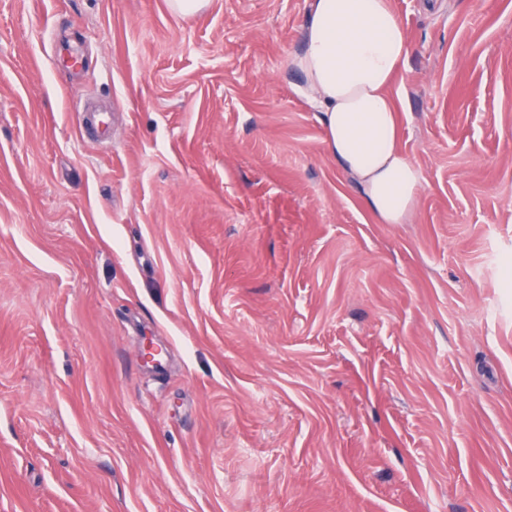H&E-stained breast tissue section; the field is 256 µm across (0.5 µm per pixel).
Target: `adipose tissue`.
Returning <instances> with one entry per match:
<instances>
[{
	"label": "adipose tissue",
	"mask_w": 512,
	"mask_h": 512,
	"mask_svg": "<svg viewBox=\"0 0 512 512\" xmlns=\"http://www.w3.org/2000/svg\"><path fill=\"white\" fill-rule=\"evenodd\" d=\"M408 56L391 0H312L301 53L289 64L322 112L326 144L381 222L405 223L422 189L401 150L390 88Z\"/></svg>",
	"instance_id": "ef3b65f1"
}]
</instances>
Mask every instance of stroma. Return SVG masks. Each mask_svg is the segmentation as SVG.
<instances>
[{"label": "stroma", "mask_w": 512, "mask_h": 512, "mask_svg": "<svg viewBox=\"0 0 512 512\" xmlns=\"http://www.w3.org/2000/svg\"><path fill=\"white\" fill-rule=\"evenodd\" d=\"M391 3L404 224L310 0H0V512H512V0ZM407 56L390 0H313L304 48L289 60L321 109L328 150L384 224H404L422 189L421 172L400 148L390 93Z\"/></svg>", "instance_id": "obj_1"}]
</instances>
